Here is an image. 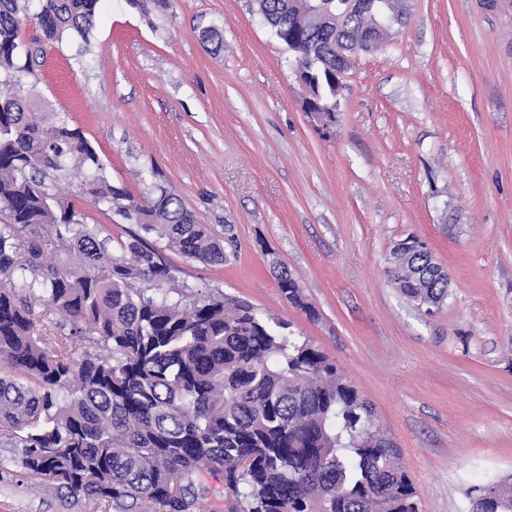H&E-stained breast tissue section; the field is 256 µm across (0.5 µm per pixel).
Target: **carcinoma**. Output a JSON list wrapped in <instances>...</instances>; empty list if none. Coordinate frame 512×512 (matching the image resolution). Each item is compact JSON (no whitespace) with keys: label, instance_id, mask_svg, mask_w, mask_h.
<instances>
[{"label":"carcinoma","instance_id":"carcinoma-1","mask_svg":"<svg viewBox=\"0 0 512 512\" xmlns=\"http://www.w3.org/2000/svg\"><path fill=\"white\" fill-rule=\"evenodd\" d=\"M336 123L339 80L373 19L350 12L306 21L295 0H251ZM100 0H0V445L14 465L70 504L94 512H419L399 449L379 438L373 405L336 364L287 324L222 294L170 300L176 269L157 242L205 265L224 241L161 185L141 201L112 184L94 146L69 120L33 116V51L21 30L84 48ZM81 197L138 226L101 238L53 192L59 172ZM412 250L391 263L393 285L419 305L448 296V276ZM280 293L309 315L298 282ZM60 317L36 331L35 306ZM475 512H512V484L474 489Z\"/></svg>","mask_w":512,"mask_h":512}]
</instances>
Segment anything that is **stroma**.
Here are the masks:
<instances>
[{
    "label": "stroma",
    "mask_w": 512,
    "mask_h": 512,
    "mask_svg": "<svg viewBox=\"0 0 512 512\" xmlns=\"http://www.w3.org/2000/svg\"><path fill=\"white\" fill-rule=\"evenodd\" d=\"M398 7L385 46L354 55L327 131L249 0H102L89 52L41 42L30 82L114 185L138 199L158 179L231 231L221 265L165 250L187 298L289 323L373 405L420 512H472L473 487L512 478V0ZM56 186L102 236L130 231L75 179ZM411 235L448 274L430 311L385 274ZM281 265L316 317L280 293ZM0 512L80 510L9 471Z\"/></svg>",
    "instance_id": "stroma-1"
}]
</instances>
